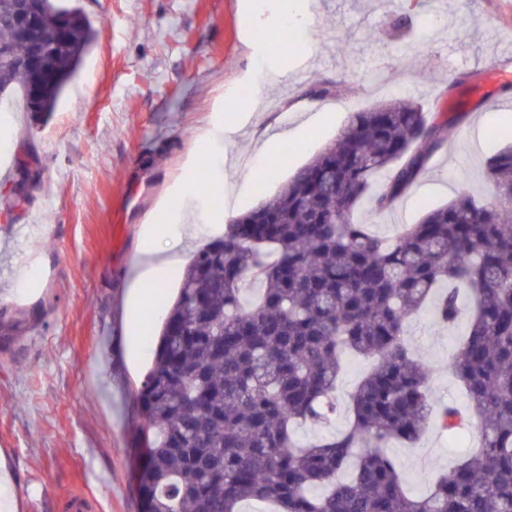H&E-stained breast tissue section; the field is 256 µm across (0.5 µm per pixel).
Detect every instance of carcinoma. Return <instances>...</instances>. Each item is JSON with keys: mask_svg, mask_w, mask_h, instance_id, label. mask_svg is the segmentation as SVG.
I'll return each instance as SVG.
<instances>
[{"mask_svg": "<svg viewBox=\"0 0 512 512\" xmlns=\"http://www.w3.org/2000/svg\"><path fill=\"white\" fill-rule=\"evenodd\" d=\"M0 0V44L13 5ZM43 28L67 41L38 77L0 61V91L41 88L57 107L96 31L80 10L30 0ZM409 98L351 114L337 140L277 193L231 219L196 250L161 323L154 363L135 393L147 431L137 474L141 512H512V147L486 161L496 190L461 191L393 237L358 216L384 217L447 148L448 122ZM23 179L5 206L29 199ZM470 303L450 368L468 409L434 404L430 370L405 338L427 310L445 327ZM374 360L349 397L340 433L300 442L296 426L327 424L347 356ZM435 418L450 435L473 428L478 448L429 490L408 492L393 440L416 443Z\"/></svg>", "mask_w": 512, "mask_h": 512, "instance_id": "cac0c4a2", "label": "carcinoma"}]
</instances>
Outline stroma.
Wrapping results in <instances>:
<instances>
[{
  "label": "stroma",
  "mask_w": 512,
  "mask_h": 512,
  "mask_svg": "<svg viewBox=\"0 0 512 512\" xmlns=\"http://www.w3.org/2000/svg\"><path fill=\"white\" fill-rule=\"evenodd\" d=\"M66 0L98 35L43 122L0 110V157H36L28 203L0 207V470L11 512H140L134 476L144 445L134 393L150 367L156 334L178 280L129 320L126 296L142 225L169 223L170 201L210 167L202 130L226 123L229 97L252 85L259 108L224 138V189L233 205L208 203L196 248L223 235L232 217L273 195L328 146L351 113L394 97L460 112L448 147L380 218L391 237L461 190L482 201L495 190L488 157L512 143V78L486 83L496 56L512 57V0H288L274 28L275 0ZM277 81L263 83L266 70ZM339 93H330L333 85ZM494 105H487V98ZM306 129L285 142L270 179L255 162L258 140ZM39 224L41 235L26 227ZM36 253L40 275L12 285L9 263ZM464 324L447 329L413 316L406 339L430 365L434 401L468 406L448 367ZM428 427L388 451L413 486L445 471L469 448Z\"/></svg>",
  "instance_id": "obj_1"
}]
</instances>
